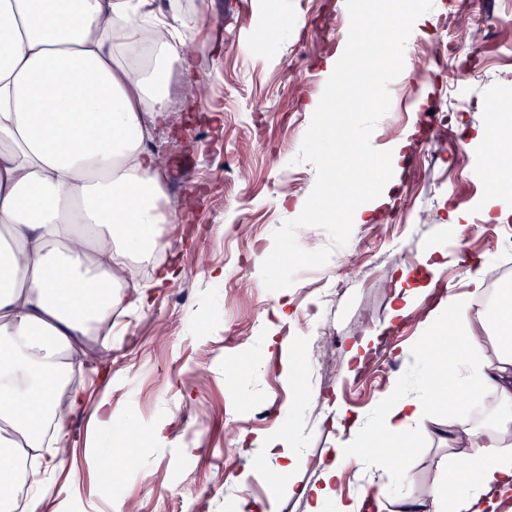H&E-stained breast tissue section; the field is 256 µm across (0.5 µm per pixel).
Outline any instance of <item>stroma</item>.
<instances>
[{"instance_id":"obj_1","label":"stroma","mask_w":512,"mask_h":512,"mask_svg":"<svg viewBox=\"0 0 512 512\" xmlns=\"http://www.w3.org/2000/svg\"><path fill=\"white\" fill-rule=\"evenodd\" d=\"M192 33L185 66L208 87L182 111L190 141L159 130L155 146L167 163L164 204L182 222L159 225L178 261L172 280L143 285L150 302L116 310L106 338L90 346L106 359L81 364L75 388L86 404L52 435V445L78 449L77 470L45 454L40 468L52 487L44 512H183L189 489L197 512H308L312 487L340 432L337 414L371 415L383 393L414 388L416 371L399 353L428 333L427 300L413 299L402 317L395 285L401 272L436 290L466 294L475 263L489 259L500 287L512 286V215L487 220L482 201L497 163L477 141L490 109L512 113V0H434L448 31L427 24L410 38L423 63L405 59L388 90L391 108L371 136L375 149L409 137L395 194L372 223L354 225L348 243L320 268L300 270L293 284L267 291L260 268L273 233L294 219L292 200L310 195L316 172L294 164L310 124L312 99L325 88L323 60L346 43V0H177ZM467 91L454 101L453 85ZM448 113L447 134L426 133L427 113ZM464 218L449 228V213ZM224 269L223 282L209 275ZM291 316L267 345L280 303ZM333 331L334 363L312 371L309 324ZM362 365L348 353L362 337ZM107 398L114 416L135 419L136 440L96 417ZM468 399H440L432 418L399 449L406 479L356 471L341 494L361 495L368 482L398 496L431 500L439 434L455 413L486 419ZM290 419L300 461L283 481L278 457L264 466L239 448L240 433L263 439ZM125 469L111 493L101 488L105 460Z\"/></svg>"}]
</instances>
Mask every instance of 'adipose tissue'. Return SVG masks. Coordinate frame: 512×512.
<instances>
[{
  "mask_svg": "<svg viewBox=\"0 0 512 512\" xmlns=\"http://www.w3.org/2000/svg\"><path fill=\"white\" fill-rule=\"evenodd\" d=\"M188 36L156 0H0V479L17 447L39 449L46 420L82 408V391L55 397L61 352L85 355L90 329L114 309L142 306L138 265L169 244L159 225L164 167L155 132L172 120L166 76ZM426 328L447 326L455 394L489 393V421L459 418L434 512H491L512 492V307L479 315L471 296L441 298ZM419 396L392 387L373 417L346 419L308 512H385L377 486L337 494L349 462L392 470L394 449L432 414L442 391L427 345Z\"/></svg>",
  "mask_w": 512,
  "mask_h": 512,
  "instance_id": "ef3b65f1",
  "label": "adipose tissue"
}]
</instances>
